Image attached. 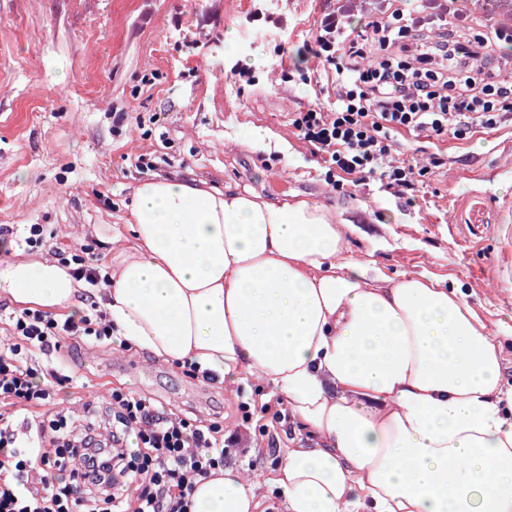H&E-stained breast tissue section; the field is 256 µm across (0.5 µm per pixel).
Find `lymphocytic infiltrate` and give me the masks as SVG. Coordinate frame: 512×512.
Masks as SVG:
<instances>
[{"label":"lymphocytic infiltrate","instance_id":"1","mask_svg":"<svg viewBox=\"0 0 512 512\" xmlns=\"http://www.w3.org/2000/svg\"><path fill=\"white\" fill-rule=\"evenodd\" d=\"M478 23L485 35L469 37L453 0L408 10L402 0H336L321 12L309 50L331 70L334 99L295 113L292 125L323 153L328 176L371 178L403 195L444 163L438 153L398 157L404 134L466 140L512 120V81L494 54L506 32L490 15ZM0 324V512H191L194 479L223 468L238 433L120 387L106 432L91 401L47 413L53 385L67 378L55 360L61 338L111 344V321L94 308L58 319L1 305ZM56 470L67 479L50 481Z\"/></svg>","mask_w":512,"mask_h":512}]
</instances>
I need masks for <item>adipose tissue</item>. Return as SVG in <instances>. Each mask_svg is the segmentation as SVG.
Listing matches in <instances>:
<instances>
[{"mask_svg":"<svg viewBox=\"0 0 512 512\" xmlns=\"http://www.w3.org/2000/svg\"><path fill=\"white\" fill-rule=\"evenodd\" d=\"M104 286L117 343L217 382L269 386L294 436L270 472L193 482L192 512H512V388L464 296L425 274L369 276L318 203L148 180ZM17 303L73 309L67 266L9 262Z\"/></svg>","mask_w":512,"mask_h":512,"instance_id":"adipose-tissue-1","label":"adipose tissue"}]
</instances>
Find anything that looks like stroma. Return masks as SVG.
Wrapping results in <instances>:
<instances>
[{
  "label": "stroma",
  "instance_id": "obj_1",
  "mask_svg": "<svg viewBox=\"0 0 512 512\" xmlns=\"http://www.w3.org/2000/svg\"><path fill=\"white\" fill-rule=\"evenodd\" d=\"M327 0H0V225L41 224L52 237L30 248L0 241L12 261H54L84 250L112 266L134 188L157 177L246 187L266 198L315 201L355 230L346 254L370 274L425 272L459 289L498 336L512 386V278L499 274L508 243L498 230L512 198V126L438 144L405 136L408 153H441L443 166L396 196L380 182L328 184L320 154L300 140L293 113L313 103L305 77L320 65L306 46ZM234 30L252 71L246 84L224 55ZM254 129L268 146L244 144ZM160 172L139 169L141 159ZM72 372L53 409L81 397L104 406L128 387L172 412L218 419L243 433L225 465L267 471L277 449L243 422L239 397L154 363L143 352L90 348L69 339Z\"/></svg>",
  "mask_w": 512,
  "mask_h": 512
}]
</instances>
